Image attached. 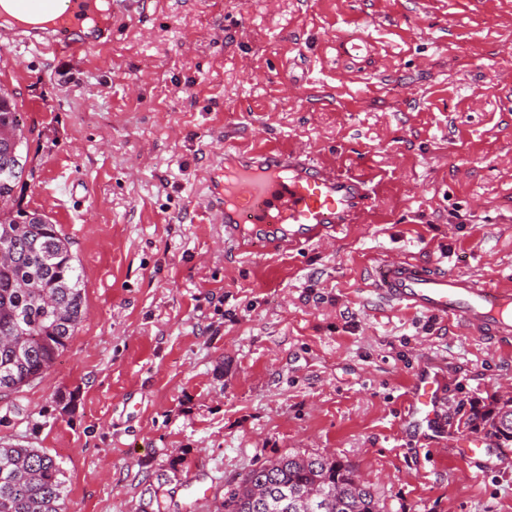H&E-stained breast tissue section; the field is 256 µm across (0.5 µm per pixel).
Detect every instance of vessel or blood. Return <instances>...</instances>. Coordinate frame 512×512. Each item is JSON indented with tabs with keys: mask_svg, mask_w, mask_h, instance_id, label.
<instances>
[{
	"mask_svg": "<svg viewBox=\"0 0 512 512\" xmlns=\"http://www.w3.org/2000/svg\"><path fill=\"white\" fill-rule=\"evenodd\" d=\"M7 2L25 19L58 13L66 31L59 37L31 27L13 36L14 44L77 57L105 35L101 28L85 30L97 0ZM379 198L377 185L364 175L314 163L300 149L268 145L250 154L225 152L223 179L209 211L238 246L276 253L324 243L348 225L367 222ZM374 290L383 303L448 320L469 335L512 339V289L500 284L394 255L379 260ZM439 387L428 374L415 380L406 409L410 424L429 421L438 410Z\"/></svg>",
	"mask_w": 512,
	"mask_h": 512,
	"instance_id": "vessel-or-blood-1",
	"label": "vessel or blood"
}]
</instances>
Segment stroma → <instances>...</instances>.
I'll list each match as a JSON object with an SVG mask.
<instances>
[{
	"label": "stroma",
	"mask_w": 512,
	"mask_h": 512,
	"mask_svg": "<svg viewBox=\"0 0 512 512\" xmlns=\"http://www.w3.org/2000/svg\"><path fill=\"white\" fill-rule=\"evenodd\" d=\"M509 64L512 0H134L79 58L0 48L34 169L21 204L70 238L87 305L0 399V444L59 462L65 512H138L161 473L165 512H214L291 453L348 461L382 512H512V445L464 425L506 394L512 345L385 305L371 277L406 253L512 287ZM270 142L383 182L379 216L238 253L203 206L223 144ZM424 369L441 410L415 429Z\"/></svg>",
	"instance_id": "1"
}]
</instances>
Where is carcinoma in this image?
Here are the masks:
<instances>
[{"label": "carcinoma", "instance_id": "obj_1", "mask_svg": "<svg viewBox=\"0 0 512 512\" xmlns=\"http://www.w3.org/2000/svg\"><path fill=\"white\" fill-rule=\"evenodd\" d=\"M0 397L40 377L68 345L86 314L83 279L69 238L48 216L23 209L17 189L27 164L29 140L12 98L0 100ZM489 429L512 444V397L493 396L465 425ZM270 480L288 497L273 512H381L371 487L353 466L328 455L289 454L249 470L224 498L218 512H261L253 486ZM326 493L305 500L309 488ZM63 471L36 448L0 445V512H64Z\"/></svg>", "mask_w": 512, "mask_h": 512}]
</instances>
